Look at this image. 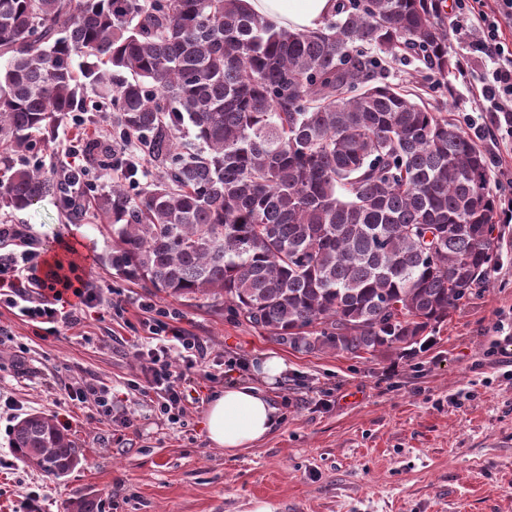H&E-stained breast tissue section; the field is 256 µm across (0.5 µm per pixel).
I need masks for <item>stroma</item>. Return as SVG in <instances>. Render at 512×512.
Returning a JSON list of instances; mask_svg holds the SVG:
<instances>
[{"instance_id":"obj_1","label":"stroma","mask_w":512,"mask_h":512,"mask_svg":"<svg viewBox=\"0 0 512 512\" xmlns=\"http://www.w3.org/2000/svg\"><path fill=\"white\" fill-rule=\"evenodd\" d=\"M425 73L411 57L386 61L378 79L467 123L491 183L512 196V139L491 124L470 75L449 77L431 95ZM87 97L83 130L60 128L57 149L82 131L111 133L105 99L92 90ZM1 223L19 225L45 258L69 243L102 299L119 295L124 311L51 334L0 304V394L17 405L16 416L0 417V512H26L24 490L39 493L43 512H66L77 497L100 501L103 512H253L260 502L272 512H512V223L498 225L501 257L487 289L462 301L429 346L371 359L297 352L228 317L223 304L119 275L107 220L73 218L60 196L2 211ZM143 299L177 310L181 326L210 345L213 364L195 371L204 402L227 383L254 382L250 367L262 355L286 361L272 392L282 414L272 435L230 455L209 444L203 406L174 422L156 396L131 390L129 342ZM235 360L246 370L221 373V363ZM91 379L111 389V418L95 402L68 400L65 385ZM32 412L52 416L82 449L69 475L47 477L14 455L10 429Z\"/></svg>"}]
</instances>
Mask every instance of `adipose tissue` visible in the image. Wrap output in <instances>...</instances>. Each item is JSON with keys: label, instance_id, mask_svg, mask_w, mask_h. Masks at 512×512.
<instances>
[{"label": "adipose tissue", "instance_id": "ef3b65f1", "mask_svg": "<svg viewBox=\"0 0 512 512\" xmlns=\"http://www.w3.org/2000/svg\"><path fill=\"white\" fill-rule=\"evenodd\" d=\"M250 12L274 28L315 31L336 12L338 0H245ZM288 369L283 358L270 354L253 372L258 384H229L216 393L205 418L210 443L234 454L252 447L273 431L278 409L267 391Z\"/></svg>", "mask_w": 512, "mask_h": 512}]
</instances>
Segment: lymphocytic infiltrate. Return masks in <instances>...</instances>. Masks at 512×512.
<instances>
[{"instance_id":"obj_1","label":"lymphocytic infiltrate","mask_w":512,"mask_h":512,"mask_svg":"<svg viewBox=\"0 0 512 512\" xmlns=\"http://www.w3.org/2000/svg\"><path fill=\"white\" fill-rule=\"evenodd\" d=\"M449 37L460 44H472L492 66L480 81L479 95L490 101L512 132V0H454V14L448 22ZM40 256L30 236L17 225H0V303L16 309L20 316L52 327H73L82 322L88 309L102 299L86 275L67 276L36 273ZM140 327L154 347L134 344L141 376L132 390L155 393L160 410L179 420L190 401L194 370L208 357L206 342L178 326L177 315L156 304H142Z\"/></svg>"}]
</instances>
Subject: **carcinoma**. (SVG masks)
Listing matches in <instances>:
<instances>
[{"instance_id": "1", "label": "carcinoma", "mask_w": 512, "mask_h": 512, "mask_svg": "<svg viewBox=\"0 0 512 512\" xmlns=\"http://www.w3.org/2000/svg\"><path fill=\"white\" fill-rule=\"evenodd\" d=\"M242 2L0 0V209L74 194L41 155L87 87L116 76L112 145L82 151L115 174L89 209L112 218L119 274L222 301L297 352L403 355L500 258L485 155L376 82L408 55L447 80V16L438 0H339L325 29L300 32ZM10 448L54 478L82 455L42 413Z\"/></svg>"}]
</instances>
